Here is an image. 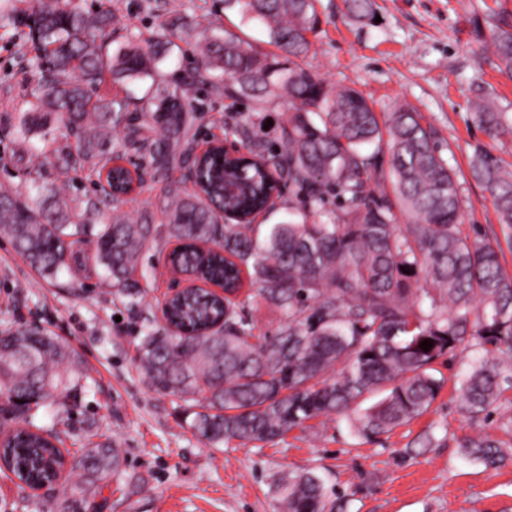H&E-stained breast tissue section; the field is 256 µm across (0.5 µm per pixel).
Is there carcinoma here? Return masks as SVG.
Segmentation results:
<instances>
[{
    "mask_svg": "<svg viewBox=\"0 0 512 512\" xmlns=\"http://www.w3.org/2000/svg\"><path fill=\"white\" fill-rule=\"evenodd\" d=\"M19 2L37 78L22 104L31 116L54 113L76 139L75 151L46 159L90 177L107 169L115 193L102 200L109 216L95 202L76 210L55 186L38 200L3 191L0 236L48 278L92 247L104 270L100 282L132 306L146 293L135 278L144 248L181 244L173 260L224 295L183 291L163 324L147 326L136 353L154 389L184 403L191 429L215 446L273 442L311 419L345 415L361 437L388 435L430 409L444 382L432 365L458 350L476 353L458 388L464 413L479 422L500 412L502 381L512 373V275L492 238L464 231L456 171L425 116L409 104L380 114L359 90L329 86L301 64L315 32V0H224V9L263 23L289 65L226 31L198 45L191 83L149 90L152 121L137 123L126 101L98 89L107 72L116 83L150 75L155 40L131 38L109 59L104 36L113 15L105 0L94 11L82 0ZM487 23L498 68L512 78V18ZM193 84L264 107L286 97L295 107L275 146L252 137L248 116L224 123L225 137L247 155L203 156L195 161L199 187L169 190L167 223H130L119 213L131 177L117 161L133 152L155 169L170 168L155 126L191 145ZM473 119L492 137L512 136L505 112L478 102ZM119 126L124 137L108 152L106 140ZM469 170L511 230L512 165L479 149ZM285 188L304 203L302 222L253 223ZM331 197L332 223L308 222ZM263 303L282 314L270 334L257 332ZM425 340L432 342L426 352ZM68 362L52 336L0 334V413L21 423L0 429V448L30 489L57 483L66 464L92 487L122 472L110 441L65 452L61 432L36 423L40 409L77 401L83 376L63 372ZM376 394L383 398L360 409ZM459 447L486 467L512 459L511 447L486 438ZM280 493L284 512L339 508L312 472L282 480Z\"/></svg>",
    "mask_w": 512,
    "mask_h": 512,
    "instance_id": "1",
    "label": "carcinoma"
}]
</instances>
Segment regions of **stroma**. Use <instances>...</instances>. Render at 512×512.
Masks as SVG:
<instances>
[{"label": "stroma", "mask_w": 512, "mask_h": 512, "mask_svg": "<svg viewBox=\"0 0 512 512\" xmlns=\"http://www.w3.org/2000/svg\"><path fill=\"white\" fill-rule=\"evenodd\" d=\"M116 32L108 46L116 54L129 33L161 35L165 21L181 26L157 63L153 77L121 86L105 81L113 96L143 98L152 84H175L197 66L195 45L232 31L255 49L271 52L266 28L225 10L223 0H110ZM319 19L304 65L332 85L363 92L385 111L393 103L416 107L439 133L442 153L457 172L464 229L497 240L505 269L512 273V230L501 227L489 195L470 176L475 149L492 151L512 163V137L494 139L472 118L482 100L512 118V79L493 64L477 24L493 13H512V0H372L373 15H352L345 0H318ZM14 0H0V101L19 100L32 74L26 66L34 50L15 21ZM200 111L191 144L202 148L224 135L227 113L252 117L255 138L278 142L292 105L281 100L268 111L253 101L235 102L193 90ZM22 110L0 111V187L37 197L29 170L37 154L73 144L54 115H43L27 138L18 131ZM168 171L142 166L128 156L144 179L141 191L123 206L131 218L165 223L162 202L170 181L186 177L181 149ZM147 293L129 308L100 287L96 275L77 266L49 281L8 239L0 238V333L30 329L56 336L71 353L84 388L73 410H42L40 421L65 432L74 450L87 440H110L124 458L119 476L102 491L65 473L55 488L20 487L0 469V512H282L279 480L291 472L313 471L346 512H512V463L497 470L464 456L465 437L512 440L501 415L471 422L457 389L470 353L447 355L433 365L444 385L430 411L391 435L366 441L346 417L312 420L272 443L215 447L185 423L181 402L157 392L136 361L140 328L161 317L172 286L156 245L142 254L136 272Z\"/></svg>", "instance_id": "stroma-1"}]
</instances>
